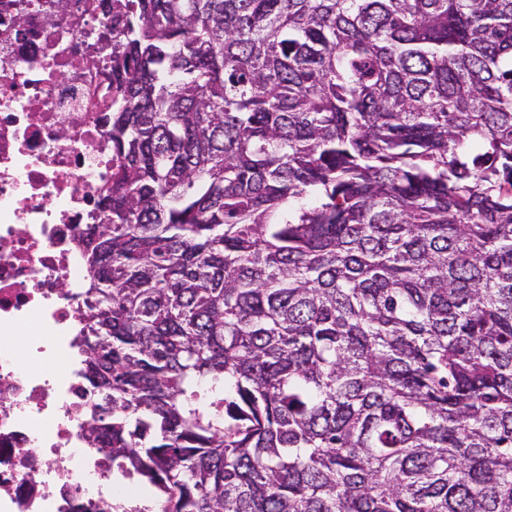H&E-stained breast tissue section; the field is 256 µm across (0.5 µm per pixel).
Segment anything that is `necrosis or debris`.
I'll return each instance as SVG.
<instances>
[{
	"label": "necrosis or debris",
	"mask_w": 512,
	"mask_h": 512,
	"mask_svg": "<svg viewBox=\"0 0 512 512\" xmlns=\"http://www.w3.org/2000/svg\"><path fill=\"white\" fill-rule=\"evenodd\" d=\"M0 0V512L112 501V467L83 435L75 345L77 227L112 173V17L102 0L16 22Z\"/></svg>",
	"instance_id": "obj_1"
}]
</instances>
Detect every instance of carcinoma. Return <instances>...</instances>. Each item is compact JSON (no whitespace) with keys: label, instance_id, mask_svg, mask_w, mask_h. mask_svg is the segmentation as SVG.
Segmentation results:
<instances>
[{"label":"carcinoma","instance_id":"obj_1","mask_svg":"<svg viewBox=\"0 0 512 512\" xmlns=\"http://www.w3.org/2000/svg\"><path fill=\"white\" fill-rule=\"evenodd\" d=\"M85 439L160 512H512V0H112Z\"/></svg>","mask_w":512,"mask_h":512}]
</instances>
